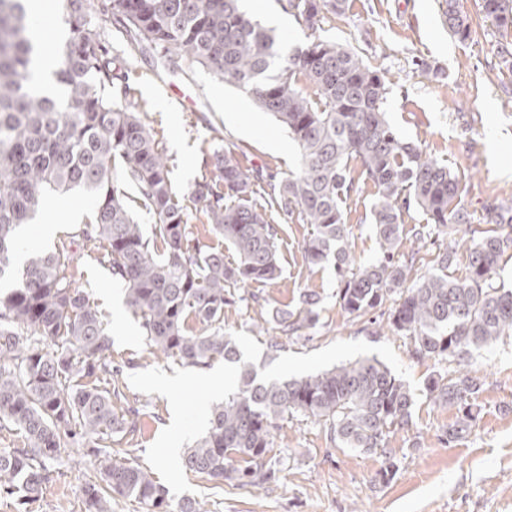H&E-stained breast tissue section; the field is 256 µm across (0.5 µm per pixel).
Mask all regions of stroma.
Instances as JSON below:
<instances>
[{
    "label": "stroma",
    "instance_id": "35a3bbf8",
    "mask_svg": "<svg viewBox=\"0 0 512 512\" xmlns=\"http://www.w3.org/2000/svg\"><path fill=\"white\" fill-rule=\"evenodd\" d=\"M440 2L348 0L345 15L329 17L322 35L386 72L388 119L457 177L471 216L459 227L466 236L483 229L485 206L512 207V70L498 56L501 44H512V32L501 34L486 21L480 0H461L472 37L459 41L448 31ZM131 85L135 107L169 158L178 197H186L202 176V157L213 147L216 130L223 148L246 146L243 168L282 177L298 165L296 143L270 114L199 67L167 71L147 55L134 69ZM374 194L372 184L362 185L345 205L350 252L359 264L379 253L369 220ZM40 215L57 227L42 243L51 250L87 222L89 209L82 195L69 192L51 197ZM311 232V225L298 219L279 221L280 277L249 285L251 300L225 305L224 328L262 379L300 377L363 357L384 362L415 395L412 420L388 433L386 453L336 447L321 426L286 417L277 422L270 453L280 469L276 482L218 485L185 471L184 448L208 427V413L196 410L202 371L151 351L103 246L82 242L74 247L75 286L100 312L123 391L140 409L137 431L113 444V459L150 470L172 501L193 498L207 512H512V336L469 357L468 370L481 384L478 416L469 433L448 442L456 413L434 404L425 385L433 375L455 373V365L416 357L409 339L352 321L336 298L335 276L303 261ZM307 288L322 298L318 329L302 338L281 337L278 347H271L273 331L262 306H296ZM168 378L179 379V386L159 387V380ZM176 410L181 413L177 445L166 448L162 442ZM391 462L396 468L389 475ZM90 473L86 449H65L52 481L28 504V512H85Z\"/></svg>",
    "mask_w": 512,
    "mask_h": 512
}]
</instances>
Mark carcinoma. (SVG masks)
I'll use <instances>...</instances> for the list:
<instances>
[{
    "label": "carcinoma",
    "instance_id": "1",
    "mask_svg": "<svg viewBox=\"0 0 512 512\" xmlns=\"http://www.w3.org/2000/svg\"><path fill=\"white\" fill-rule=\"evenodd\" d=\"M25 2L0 0V278L20 249L19 229L49 197L84 194L90 220L51 252L30 249L18 286L0 296V424L25 438L20 448H0V494L37 497L61 449L91 441L96 474L84 488L86 512H112L116 497L145 512H206L189 498L172 505L151 471L108 452L112 438L137 430L140 412L115 409L124 394L109 340L98 312L73 287L75 238L105 246L112 277L124 285L126 306L151 348L190 366L207 367L217 356L239 361L235 338L224 332V305L231 288L279 278L273 210L314 226L305 263L333 270L336 297L353 318L398 295L388 325L411 340L416 356L463 366L472 350L512 332V289L496 283L499 259L512 247V216L485 209L482 221L493 228L471 231L468 274L448 275L455 235L466 223L459 183L391 125L384 73L321 36L326 17L344 15L347 0H285L305 33L288 51L239 0H57L69 34L56 51L52 95L27 84L42 56ZM444 3L448 31L469 40L459 0ZM481 11L498 30L512 29V0H481ZM104 18L122 39L121 57ZM148 51L166 70L195 65L246 93L296 142L297 168L280 180L247 172L233 151L218 146L183 204L158 140L131 105L130 65ZM352 158L359 178L376 189L370 223L380 252L358 267L343 210L355 185ZM262 181L267 190L258 198L254 185ZM134 202L152 220L151 233L135 217ZM412 205L427 216L416 239L446 238L448 246L435 256V271L408 286L417 256L400 253V217ZM200 216L234 261L193 236ZM320 301L305 289L295 309L272 307L267 315L282 334L300 337L319 323ZM76 377L102 379L110 389L75 385ZM426 389L434 402L457 410L448 442L467 434L480 382L460 371L446 383L430 379ZM413 405L411 388L375 357L268 381L244 368L233 392L212 403L208 430L184 450L182 464L208 480L261 486L277 479L268 453L284 416L322 425L340 448L375 452L390 428L409 424Z\"/></svg>",
    "mask_w": 512,
    "mask_h": 512
}]
</instances>
